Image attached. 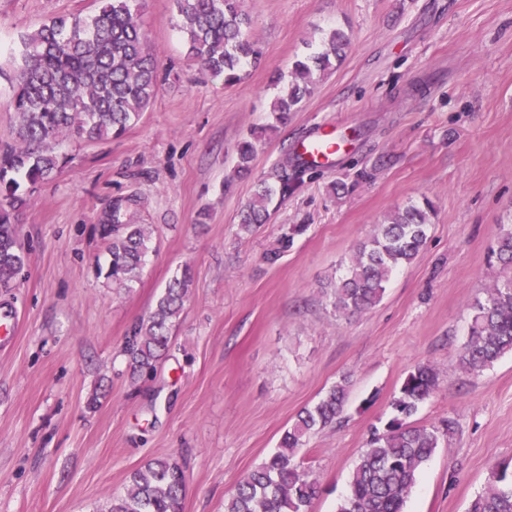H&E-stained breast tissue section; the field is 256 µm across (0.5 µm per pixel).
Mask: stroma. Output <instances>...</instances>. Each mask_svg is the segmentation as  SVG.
<instances>
[{
    "mask_svg": "<svg viewBox=\"0 0 512 512\" xmlns=\"http://www.w3.org/2000/svg\"><path fill=\"white\" fill-rule=\"evenodd\" d=\"M258 66L235 86L191 61L173 0H141L156 53V94L118 138H69L67 162L31 193L18 234L28 261L0 288V512H107L153 459L183 466V512H224L238 481L277 447L296 415L347 379L344 414L311 436L312 512H336L374 429L415 365L438 389L413 418L458 422L427 461L405 512H467L512 465V355L462 370L469 304L505 272L489 258L512 224V0H242ZM91 0H0V148L15 143L11 77L19 38ZM345 56L258 146L252 173L236 145L270 123L295 60L327 31ZM352 135L334 167L306 174L270 223L239 215L303 137ZM132 200L155 247L131 288L97 274L98 226ZM432 201L426 243L376 306L339 316L330 289L377 224ZM302 233H295L296 225ZM276 263L264 255L285 234ZM193 281L164 358L131 380L124 346L166 283Z\"/></svg>",
    "mask_w": 512,
    "mask_h": 512,
    "instance_id": "obj_1",
    "label": "stroma"
}]
</instances>
